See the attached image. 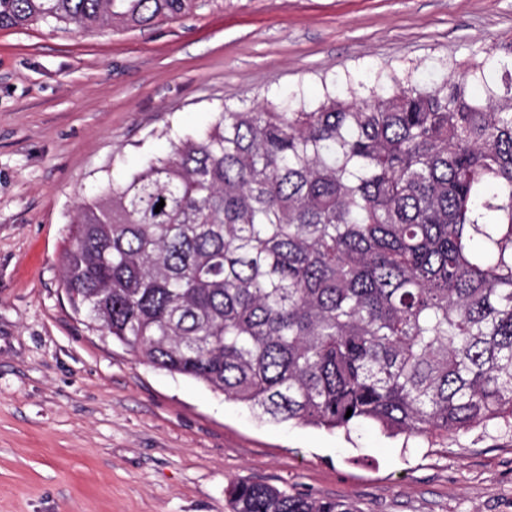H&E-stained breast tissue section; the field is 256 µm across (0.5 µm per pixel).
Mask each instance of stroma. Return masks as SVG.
<instances>
[{"instance_id": "35a3bbf8", "label": "stroma", "mask_w": 512, "mask_h": 512, "mask_svg": "<svg viewBox=\"0 0 512 512\" xmlns=\"http://www.w3.org/2000/svg\"><path fill=\"white\" fill-rule=\"evenodd\" d=\"M512 0H213L147 29L0 30V512H231L237 479L355 512H512V427L432 441L255 419L140 363L62 289L75 210L224 107L440 81Z\"/></svg>"}]
</instances>
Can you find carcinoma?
<instances>
[{
	"instance_id": "cac0c4a2",
	"label": "carcinoma",
	"mask_w": 512,
	"mask_h": 512,
	"mask_svg": "<svg viewBox=\"0 0 512 512\" xmlns=\"http://www.w3.org/2000/svg\"><path fill=\"white\" fill-rule=\"evenodd\" d=\"M208 2L0 0V29H142ZM73 224L74 311L260 421L512 426L511 42L368 101L226 107ZM228 495L233 512H353L261 482Z\"/></svg>"
}]
</instances>
